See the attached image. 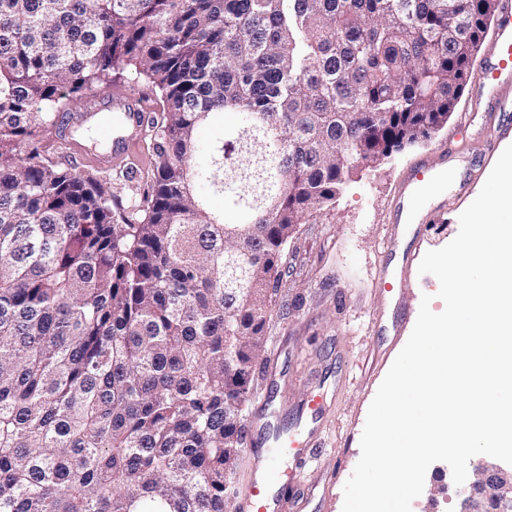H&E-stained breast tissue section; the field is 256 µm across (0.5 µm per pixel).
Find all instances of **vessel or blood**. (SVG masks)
<instances>
[{
  "mask_svg": "<svg viewBox=\"0 0 512 512\" xmlns=\"http://www.w3.org/2000/svg\"><path fill=\"white\" fill-rule=\"evenodd\" d=\"M474 71L476 90L469 109L483 113L486 125L493 128V138L482 144L483 152L487 153L494 149L496 139L512 135V0H499L494 36L476 59ZM112 109L121 115L120 127L111 134L112 157L117 160L122 158L128 139L143 133L147 114L120 97L113 98ZM476 172V155L452 143L439 147L435 158L415 160L400 180L390 206L389 225L385 230L387 250L392 252L399 247L403 238L401 225L437 224L443 222L452 208L453 198L445 195L428 203L422 201L421 188L425 180L439 184L454 179L458 192L462 193ZM307 409L309 419L300 421L292 431L281 432L268 420L259 427L260 435L276 444L281 454L296 464L302 463L319 442L316 422L321 410L319 397H311ZM269 471L268 458L258 456L255 482L240 500L238 512H274L279 499L276 487H290L292 481L287 478L278 484L271 482Z\"/></svg>",
  "mask_w": 512,
  "mask_h": 512,
  "instance_id": "b4317fda",
  "label": "vessel or blood"
}]
</instances>
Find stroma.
I'll return each instance as SVG.
<instances>
[{
  "label": "stroma",
  "mask_w": 512,
  "mask_h": 512,
  "mask_svg": "<svg viewBox=\"0 0 512 512\" xmlns=\"http://www.w3.org/2000/svg\"><path fill=\"white\" fill-rule=\"evenodd\" d=\"M117 95L142 100L148 111L157 109L154 87L135 71L99 88L93 102L102 109ZM469 100L462 95L444 130L355 175L335 205L298 226L281 256L283 280L268 306L266 344L254 369L244 417L252 419L266 398L277 423L287 429L310 392L323 393L324 405L320 446L296 472L297 487L308 497L283 503L279 512H342L343 487L361 456L369 406L413 330L422 296L432 295L433 312L444 308L433 275L415 272L409 280L397 281V264L383 254L387 203L416 158L434 156L451 137L461 145L471 143L482 131L478 120L465 129L459 126L460 111ZM153 138V130H146L130 143L121 162L113 161L111 150L92 148L78 133L63 140L49 138L45 146L60 153L66 167L108 182L117 213L138 223L146 216L145 197L155 177ZM469 203V198L457 199L444 223L424 231L415 244L417 256L442 248L456 236L459 216ZM402 310L407 319L400 336L390 347L379 346L372 331L374 318H390ZM459 492L444 463H433L411 512H456Z\"/></svg>",
  "instance_id": "35a3bbf8"
}]
</instances>
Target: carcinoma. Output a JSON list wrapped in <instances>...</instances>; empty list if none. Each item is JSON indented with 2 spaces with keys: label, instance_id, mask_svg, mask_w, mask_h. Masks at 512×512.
Masks as SVG:
<instances>
[{
  "label": "carcinoma",
  "instance_id": "carcinoma-1",
  "mask_svg": "<svg viewBox=\"0 0 512 512\" xmlns=\"http://www.w3.org/2000/svg\"><path fill=\"white\" fill-rule=\"evenodd\" d=\"M496 9L0 0V512H231L288 241L447 124ZM130 66L161 104L140 224L41 141Z\"/></svg>",
  "mask_w": 512,
  "mask_h": 512
}]
</instances>
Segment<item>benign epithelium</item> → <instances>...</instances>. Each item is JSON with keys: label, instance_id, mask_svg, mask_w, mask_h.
Instances as JSON below:
<instances>
[{"label": "benign epithelium", "instance_id": "1", "mask_svg": "<svg viewBox=\"0 0 512 512\" xmlns=\"http://www.w3.org/2000/svg\"><path fill=\"white\" fill-rule=\"evenodd\" d=\"M458 512H512V468L492 463L474 466Z\"/></svg>", "mask_w": 512, "mask_h": 512}]
</instances>
